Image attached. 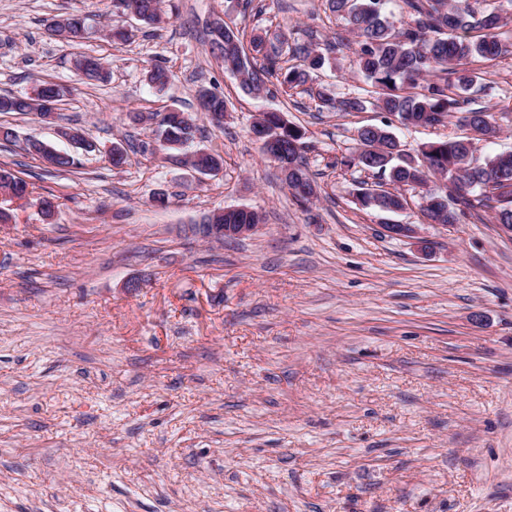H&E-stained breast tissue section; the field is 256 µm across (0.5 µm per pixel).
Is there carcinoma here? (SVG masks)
Here are the masks:
<instances>
[{
	"label": "carcinoma",
	"instance_id": "obj_1",
	"mask_svg": "<svg viewBox=\"0 0 512 512\" xmlns=\"http://www.w3.org/2000/svg\"><path fill=\"white\" fill-rule=\"evenodd\" d=\"M388 0H327L329 10L347 22L349 38H341L353 46L359 72L372 88L371 95L337 98L327 90L318 92L322 107L338 112H364L367 109L386 112L400 124L434 125L456 116L475 133L495 132L493 113L486 108H471L472 97L485 92L482 77L470 67L475 58L493 60L509 52V44L501 39L505 18L495 9L479 14L469 0H402L410 22L399 29L386 14ZM127 11L135 8L148 25L159 23L163 0H118ZM245 32L224 25L208 28L210 53L222 63L224 70L240 79V87L248 94H258L274 76L283 90L306 84L313 75L333 65L329 45L290 42L286 32L272 37L254 35L244 44ZM299 59L300 64L284 69L279 66L283 53ZM76 69L88 83L103 79L101 59L81 55ZM149 83L165 87L171 79L168 69L152 67ZM199 109L209 121L212 113L228 112L227 100L218 94L201 91ZM0 112L30 113L23 96H0ZM163 143L181 147L193 141L198 126L190 115L171 109L160 121ZM279 137L270 146L261 147L264 155H272L280 172L288 165L298 168L282 179L299 202L317 197L316 182L304 157V132L287 121L280 125ZM358 152L341 160L345 166H358L385 183L421 188L422 210L433 224H455L464 209L470 207V195L477 191L484 205L493 211L497 224L512 227V153L502 152L479 159L474 156L472 139L457 138L424 144L418 156L403 152L390 124L371 125L358 131ZM28 183L6 166H0V194L25 191ZM355 197L359 205L392 212L403 207L399 196L383 191L374 194L370 187H360ZM262 217L251 212L224 215L226 224H259Z\"/></svg>",
	"mask_w": 512,
	"mask_h": 512
}]
</instances>
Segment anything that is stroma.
I'll return each instance as SVG.
<instances>
[{"label":"stroma","instance_id":"1","mask_svg":"<svg viewBox=\"0 0 512 512\" xmlns=\"http://www.w3.org/2000/svg\"><path fill=\"white\" fill-rule=\"evenodd\" d=\"M148 26L115 0H0V94L64 86L58 126L0 113V164L29 195L0 224V512H512V234L490 210L430 223L420 195L386 214L358 205L370 173L342 165L377 111L321 108L315 88L367 90L351 51L315 86L245 94L209 52L217 16L238 28L344 34L326 0H165ZM81 13L72 44L51 18ZM131 29L112 43L108 27ZM82 52L108 78L83 82ZM171 73L151 88L154 64ZM512 151V55L476 61ZM224 96L222 126L196 92ZM194 115L193 148L216 174L161 145L153 113ZM280 111L306 132L318 196L301 205L262 155L254 118ZM91 142L59 171L38 139ZM404 149L466 135L457 119L394 126ZM128 149L112 167L115 144ZM55 202L52 218L41 210ZM259 212L255 234L206 243L213 211ZM412 224L427 249L388 236Z\"/></svg>","mask_w":512,"mask_h":512}]
</instances>
